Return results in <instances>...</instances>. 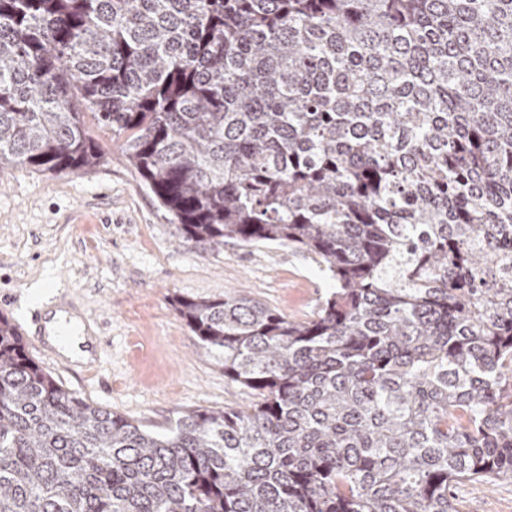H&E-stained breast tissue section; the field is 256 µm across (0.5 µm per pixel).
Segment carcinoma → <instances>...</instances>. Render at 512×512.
Segmentation results:
<instances>
[{"label":"carcinoma","mask_w":512,"mask_h":512,"mask_svg":"<svg viewBox=\"0 0 512 512\" xmlns=\"http://www.w3.org/2000/svg\"><path fill=\"white\" fill-rule=\"evenodd\" d=\"M121 150L185 242L288 245L293 321L173 305L248 410L166 433L0 314V512H452L512 478V0H0V166Z\"/></svg>","instance_id":"obj_1"}]
</instances>
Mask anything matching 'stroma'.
<instances>
[{
	"mask_svg": "<svg viewBox=\"0 0 512 512\" xmlns=\"http://www.w3.org/2000/svg\"><path fill=\"white\" fill-rule=\"evenodd\" d=\"M86 126L102 159L52 174L0 171V313L25 329L31 312L72 293L101 322L97 373L78 378L26 342L28 355L67 390L164 433L182 411L245 409L255 395L230 381L172 300L238 293L287 318L310 317L333 282L311 255L279 245L223 248L182 241L109 130ZM454 512H512V479L453 491Z\"/></svg>",
	"mask_w": 512,
	"mask_h": 512,
	"instance_id": "stroma-1",
	"label": "stroma"
}]
</instances>
